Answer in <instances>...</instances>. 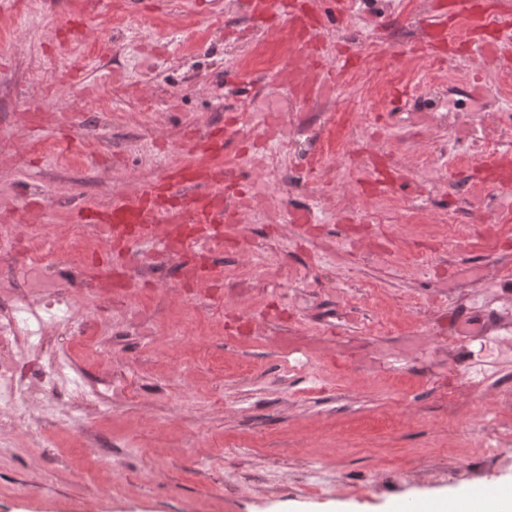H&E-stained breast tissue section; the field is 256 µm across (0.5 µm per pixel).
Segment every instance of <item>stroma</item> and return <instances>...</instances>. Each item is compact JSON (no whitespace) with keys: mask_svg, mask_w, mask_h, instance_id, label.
<instances>
[{"mask_svg":"<svg viewBox=\"0 0 512 512\" xmlns=\"http://www.w3.org/2000/svg\"><path fill=\"white\" fill-rule=\"evenodd\" d=\"M465 15L457 0H396L370 41L345 14L310 63L329 98L297 100L276 79L287 28L254 21L240 0H139L135 15L124 0H12L0 12V225L66 237L79 208L106 209L191 162L188 129L230 114L245 125L291 99L314 137L277 154L294 184L284 208L318 220L309 234L247 213L217 291L180 288L171 260L136 299L104 300L83 335L48 327L0 355L34 389L48 372L42 344L74 365L35 398L32 424L0 437V512H388L483 483L512 492V408L489 388L472 417L437 388L480 348L457 333L472 290L484 289L487 318L512 305V202L486 190L492 236L464 213L454 185L478 175L462 145L433 158L446 187L417 196L402 178L448 138L413 114L459 89L512 101V62L458 69L483 38L460 35ZM430 19L458 36L427 54ZM321 146L328 162L369 156L393 177L387 223H369L364 184L314 178L308 155ZM223 162L271 193L240 137ZM352 225L388 250H353ZM254 238L287 253L288 288L228 290L259 276Z\"/></svg>","mask_w":512,"mask_h":512,"instance_id":"1","label":"stroma"}]
</instances>
